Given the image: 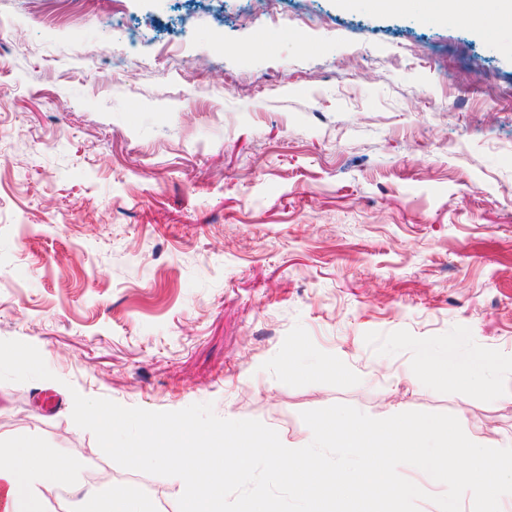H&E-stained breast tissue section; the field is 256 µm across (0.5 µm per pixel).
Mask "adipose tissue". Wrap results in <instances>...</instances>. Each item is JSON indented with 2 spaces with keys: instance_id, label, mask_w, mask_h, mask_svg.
Instances as JSON below:
<instances>
[{
  "instance_id": "obj_1",
  "label": "adipose tissue",
  "mask_w": 512,
  "mask_h": 512,
  "mask_svg": "<svg viewBox=\"0 0 512 512\" xmlns=\"http://www.w3.org/2000/svg\"><path fill=\"white\" fill-rule=\"evenodd\" d=\"M435 12L452 17L467 14L483 27L512 18V0H431ZM425 378H440L448 370L464 377L480 375L483 363H456L445 350H422L417 363ZM57 488L72 491L69 469L59 464L34 438L0 443V512H47L45 493ZM79 512H151L148 504H136L130 490H88L79 499Z\"/></svg>"
}]
</instances>
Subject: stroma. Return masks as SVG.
I'll list each match as a JSON object with an SVG mask.
<instances>
[{
    "label": "stroma",
    "instance_id": "1",
    "mask_svg": "<svg viewBox=\"0 0 512 512\" xmlns=\"http://www.w3.org/2000/svg\"><path fill=\"white\" fill-rule=\"evenodd\" d=\"M260 2L0 0V340L53 373L0 382V438L154 512L179 481L109 459L73 393L293 449L334 404L512 438L485 385L512 381V26L493 48L471 18L281 0L263 43ZM426 347L489 375L423 384Z\"/></svg>",
    "mask_w": 512,
    "mask_h": 512
}]
</instances>
